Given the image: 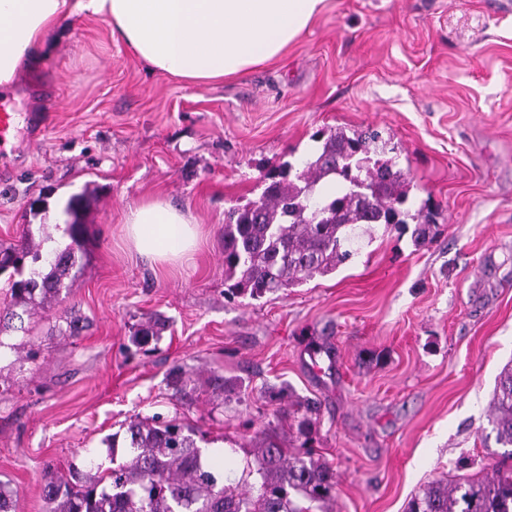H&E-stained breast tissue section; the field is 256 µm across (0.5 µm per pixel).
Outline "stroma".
Segmentation results:
<instances>
[{"label":"stroma","instance_id":"obj_1","mask_svg":"<svg viewBox=\"0 0 512 512\" xmlns=\"http://www.w3.org/2000/svg\"><path fill=\"white\" fill-rule=\"evenodd\" d=\"M497 0H327L279 61L221 82L152 72L107 22L65 21L0 151V241L70 239L84 195L79 270L65 298L0 332V482L43 512L47 471L112 465L135 417L176 416L242 461L279 407L319 405L313 453L336 471L335 512H405L428 481L492 466L488 421L512 361V13ZM378 131L411 181L406 232L361 234L332 273L253 299L224 294V221L297 163L314 134ZM190 210L197 249L162 267L126 238L128 205ZM78 336H66L71 318ZM150 317L160 338H131ZM183 372V390L169 381Z\"/></svg>","mask_w":512,"mask_h":512}]
</instances>
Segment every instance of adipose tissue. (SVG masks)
Listing matches in <instances>:
<instances>
[{"instance_id":"1","label":"adipose tissue","mask_w":512,"mask_h":512,"mask_svg":"<svg viewBox=\"0 0 512 512\" xmlns=\"http://www.w3.org/2000/svg\"><path fill=\"white\" fill-rule=\"evenodd\" d=\"M327 0H0V89L34 73L54 31L69 16L106 21L152 69L190 83L220 81L272 62L324 10ZM134 250L176 265L198 245L190 212L154 199L128 206Z\"/></svg>"}]
</instances>
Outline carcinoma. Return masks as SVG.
<instances>
[{
  "instance_id": "carcinoma-1",
  "label": "carcinoma",
  "mask_w": 512,
  "mask_h": 512,
  "mask_svg": "<svg viewBox=\"0 0 512 512\" xmlns=\"http://www.w3.org/2000/svg\"><path fill=\"white\" fill-rule=\"evenodd\" d=\"M379 133L347 134L336 130L292 172L287 164L264 175L259 200L229 212L224 224V286L232 294L253 299L286 290L325 275L357 254L358 229L403 224L401 206L408 189L401 171L384 152ZM84 197L64 206L71 244L46 252L33 249L32 235L19 243L0 242V272L26 269L5 290L6 315L17 306H44L59 299L76 265L86 224ZM158 321L141 326L132 338L145 346L160 335ZM318 406L298 401L285 416L299 414L302 448L311 447ZM490 423L496 442L512 459V362L498 376L491 401ZM129 453L103 474L81 480L59 472L45 478V512H308L302 502L331 512L336 472L311 453L294 454L288 445L267 435L254 437L239 478L203 459L197 429L174 417H138L125 429ZM0 512H18L17 490L0 483ZM406 512H512V465L502 462L492 474L436 479L424 485Z\"/></svg>"
}]
</instances>
